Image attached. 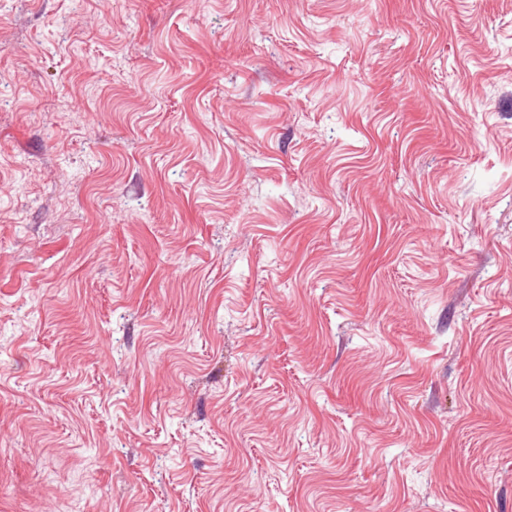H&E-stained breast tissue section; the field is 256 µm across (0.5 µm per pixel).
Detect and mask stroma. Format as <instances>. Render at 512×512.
<instances>
[{
  "label": "stroma",
  "mask_w": 512,
  "mask_h": 512,
  "mask_svg": "<svg viewBox=\"0 0 512 512\" xmlns=\"http://www.w3.org/2000/svg\"><path fill=\"white\" fill-rule=\"evenodd\" d=\"M0 512H512V0H0Z\"/></svg>",
  "instance_id": "stroma-1"
}]
</instances>
